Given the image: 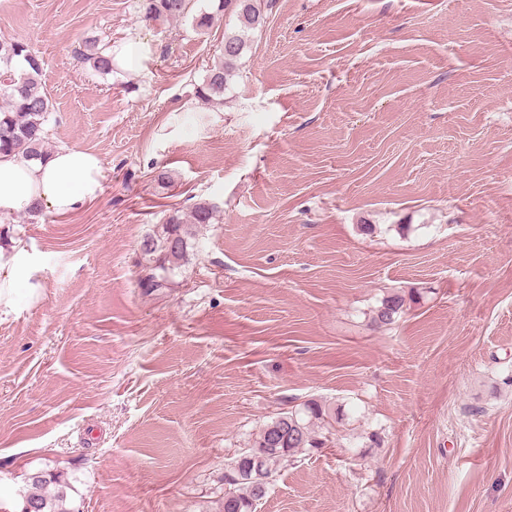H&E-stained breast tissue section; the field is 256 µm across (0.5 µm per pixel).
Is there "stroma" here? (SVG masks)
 Listing matches in <instances>:
<instances>
[{
    "mask_svg": "<svg viewBox=\"0 0 512 512\" xmlns=\"http://www.w3.org/2000/svg\"><path fill=\"white\" fill-rule=\"evenodd\" d=\"M264 5L212 109L223 19L200 38L139 0H0V38L44 62L49 149L106 168L70 218L0 220L24 247L0 512L47 470L71 512H218L226 458L311 398L344 411L334 445L255 512H512V0ZM90 36L154 54L102 76ZM202 201L215 222L150 287L144 240ZM404 299L399 294H392L382 299L375 311L373 322L378 325H391L403 312Z\"/></svg>",
    "mask_w": 512,
    "mask_h": 512,
    "instance_id": "stroma-1",
    "label": "stroma"
}]
</instances>
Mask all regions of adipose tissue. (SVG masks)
Segmentation results:
<instances>
[{"mask_svg":"<svg viewBox=\"0 0 512 512\" xmlns=\"http://www.w3.org/2000/svg\"><path fill=\"white\" fill-rule=\"evenodd\" d=\"M105 177L99 156L76 147L36 160L0 155V218L39 208L75 214L100 197Z\"/></svg>","mask_w":512,"mask_h":512,"instance_id":"ef3b65f1","label":"adipose tissue"}]
</instances>
